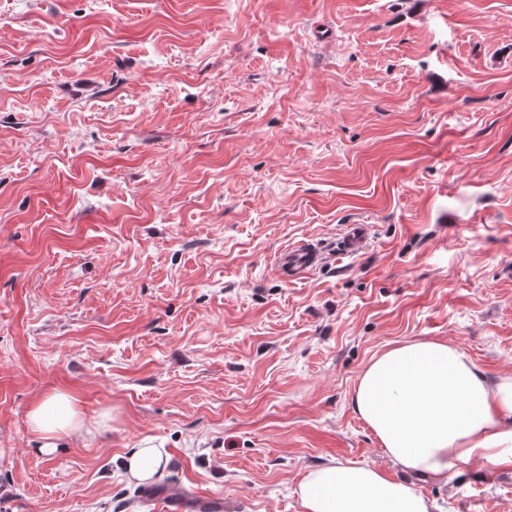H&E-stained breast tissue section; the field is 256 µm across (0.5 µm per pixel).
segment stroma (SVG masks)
Instances as JSON below:
<instances>
[{"instance_id": "1", "label": "stroma", "mask_w": 512, "mask_h": 512, "mask_svg": "<svg viewBox=\"0 0 512 512\" xmlns=\"http://www.w3.org/2000/svg\"><path fill=\"white\" fill-rule=\"evenodd\" d=\"M413 339L512 375V0H0V512H303L325 462L389 470L352 398ZM415 486L512 512V466ZM366 240V227L364 224H349L342 239L341 251L345 254H355ZM322 260L321 254L315 248L300 246L279 254L276 264L280 268L288 269L291 277L315 267ZM28 417L30 429L40 440L43 453L53 452L59 441L84 427L73 397L65 391H56L38 401ZM164 465V448H158L152 442H147L142 448H136L122 462L128 480L134 483L152 479Z\"/></svg>"}]
</instances>
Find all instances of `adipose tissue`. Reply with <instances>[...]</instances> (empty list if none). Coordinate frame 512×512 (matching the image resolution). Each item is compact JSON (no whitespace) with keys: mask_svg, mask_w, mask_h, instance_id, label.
Returning <instances> with one entry per match:
<instances>
[{"mask_svg":"<svg viewBox=\"0 0 512 512\" xmlns=\"http://www.w3.org/2000/svg\"><path fill=\"white\" fill-rule=\"evenodd\" d=\"M355 410L397 469L439 480L472 458L512 465V377L489 384L459 347L430 339L400 343L373 356L359 377ZM42 452L84 427L73 397L54 392L29 411ZM165 451L146 443L127 455L129 481L152 479ZM303 512H432L408 482L358 462L331 461L298 485Z\"/></svg>","mask_w":512,"mask_h":512,"instance_id":"obj_1","label":"adipose tissue"}]
</instances>
